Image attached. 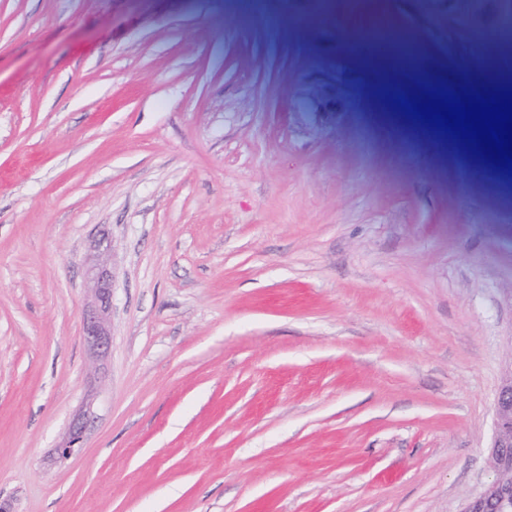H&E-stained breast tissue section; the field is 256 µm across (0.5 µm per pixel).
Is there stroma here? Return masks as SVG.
I'll return each mask as SVG.
<instances>
[{"label": "stroma", "instance_id": "obj_1", "mask_svg": "<svg viewBox=\"0 0 512 512\" xmlns=\"http://www.w3.org/2000/svg\"><path fill=\"white\" fill-rule=\"evenodd\" d=\"M376 3L411 66L364 54ZM511 26L512 0H0V501L462 512L512 372V182L378 90L492 88L512 54L473 46ZM91 279L93 299L82 314L83 339L96 357L103 358L112 346L108 329L112 308V282L110 274L103 268H95ZM88 422V413L77 415L68 427L67 433L56 448L59 458L65 459L73 455L76 448H82Z\"/></svg>", "mask_w": 512, "mask_h": 512}]
</instances>
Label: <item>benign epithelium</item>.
<instances>
[{
	"mask_svg": "<svg viewBox=\"0 0 512 512\" xmlns=\"http://www.w3.org/2000/svg\"><path fill=\"white\" fill-rule=\"evenodd\" d=\"M93 299L82 314L83 339L98 357H105L111 349L112 338L108 322L112 308V282L107 270L96 268L92 273ZM88 422V413L77 415L56 448L58 457L65 459L82 447ZM494 478L484 491L472 500L464 512H500V506L512 500V374L496 397L495 438L491 451Z\"/></svg>",
	"mask_w": 512,
	"mask_h": 512,
	"instance_id": "benign-epithelium-1",
	"label": "benign epithelium"
}]
</instances>
